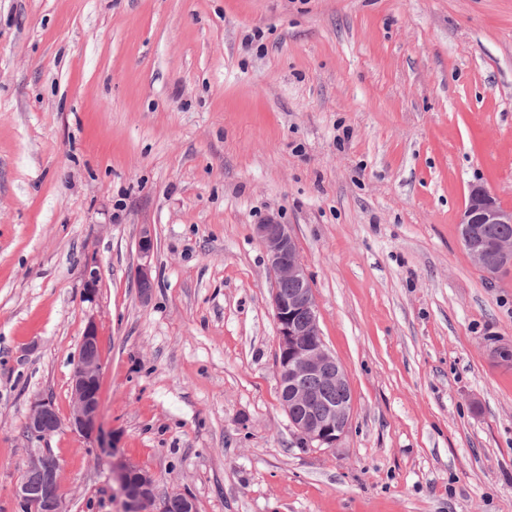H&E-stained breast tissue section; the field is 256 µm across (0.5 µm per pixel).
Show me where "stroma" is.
I'll return each mask as SVG.
<instances>
[{"label":"stroma","instance_id":"obj_1","mask_svg":"<svg viewBox=\"0 0 512 512\" xmlns=\"http://www.w3.org/2000/svg\"><path fill=\"white\" fill-rule=\"evenodd\" d=\"M473 184L512 208V0H0V512L90 321L158 497L512 512V271L460 242ZM270 215L352 390L333 448L278 402ZM49 446L69 512H127L98 449Z\"/></svg>","mask_w":512,"mask_h":512}]
</instances>
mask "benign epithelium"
I'll use <instances>...</instances> for the list:
<instances>
[{"label": "benign epithelium", "mask_w": 512, "mask_h": 512, "mask_svg": "<svg viewBox=\"0 0 512 512\" xmlns=\"http://www.w3.org/2000/svg\"><path fill=\"white\" fill-rule=\"evenodd\" d=\"M476 224H512V208L502 206L482 185H472L468 190L459 233L465 250L481 267L484 276L493 280L512 268V239L501 240L489 249L479 241ZM255 233L267 256L271 280L280 404L303 440L334 448L350 424L353 399L342 366L322 339L313 283L288 225L268 217L255 225ZM288 281L294 288L286 293L281 285ZM101 368L98 328L90 321L81 336L79 354L73 364L69 412L52 425L49 418L55 409L51 401L36 398L31 403L26 432L39 446L30 449L26 465L13 485L17 512H68L60 487L64 464L47 447V442L59 431H67L89 442L99 441ZM307 376L336 383L339 397L315 408L317 397L298 388V382ZM113 473L126 494L130 512H168L173 503L180 504L182 512H196L192 498L186 494L173 493L158 499L154 476L140 466L117 464Z\"/></svg>", "instance_id": "benign-epithelium-1"}]
</instances>
